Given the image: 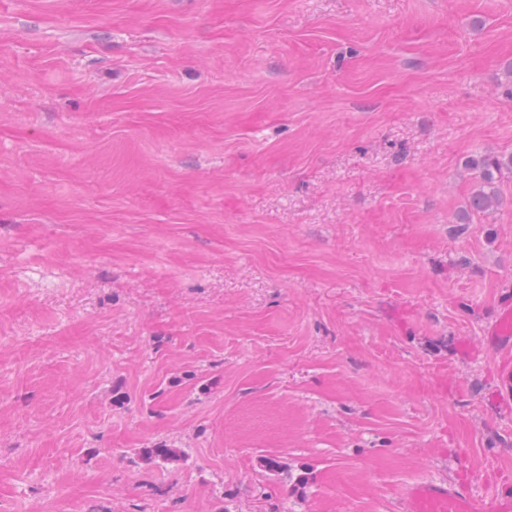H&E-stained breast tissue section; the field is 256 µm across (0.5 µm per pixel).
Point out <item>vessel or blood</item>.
<instances>
[{"label": "vessel or blood", "mask_w": 512, "mask_h": 512, "mask_svg": "<svg viewBox=\"0 0 512 512\" xmlns=\"http://www.w3.org/2000/svg\"><path fill=\"white\" fill-rule=\"evenodd\" d=\"M489 347L512 349V299L504 298L485 330ZM401 512H512V499L473 493L468 481L418 480L407 486L401 499Z\"/></svg>", "instance_id": "b4317fda"}]
</instances>
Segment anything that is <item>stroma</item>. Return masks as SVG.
<instances>
[{
  "label": "stroma",
  "instance_id": "stroma-1",
  "mask_svg": "<svg viewBox=\"0 0 512 512\" xmlns=\"http://www.w3.org/2000/svg\"><path fill=\"white\" fill-rule=\"evenodd\" d=\"M509 154L512 0H0V512L512 498ZM465 167L478 174V189L471 195L465 214L485 213L492 209L499 200L498 175L503 169L512 170V154L509 156H484L472 159ZM484 334L489 347L505 351L512 348V299L510 297L504 298L498 304ZM402 512H511L512 499L493 494L491 502L473 493L466 480H417L407 486Z\"/></svg>",
  "mask_w": 512,
  "mask_h": 512
}]
</instances>
